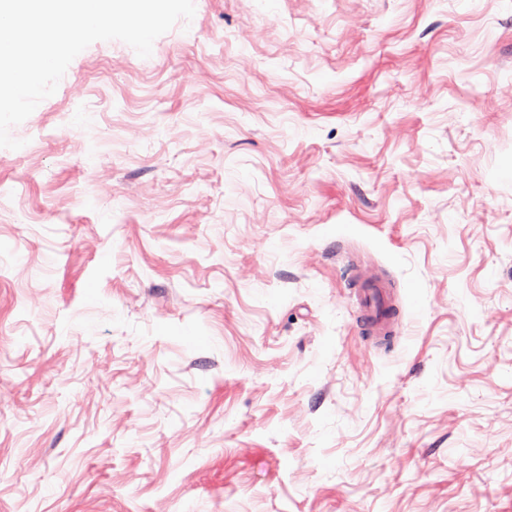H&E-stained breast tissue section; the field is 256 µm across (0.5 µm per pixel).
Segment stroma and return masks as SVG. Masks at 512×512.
Masks as SVG:
<instances>
[{
	"mask_svg": "<svg viewBox=\"0 0 512 512\" xmlns=\"http://www.w3.org/2000/svg\"><path fill=\"white\" fill-rule=\"evenodd\" d=\"M195 6L0 148V512H512V0ZM352 282L367 333L376 340H385L394 332L395 320L388 285L357 272L352 274Z\"/></svg>",
	"mask_w": 512,
	"mask_h": 512,
	"instance_id": "stroma-1",
	"label": "stroma"
}]
</instances>
